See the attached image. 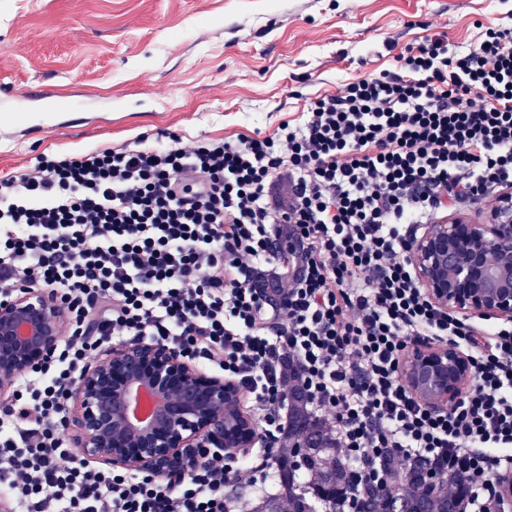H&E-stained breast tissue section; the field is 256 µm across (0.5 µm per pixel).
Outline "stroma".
Segmentation results:
<instances>
[{"label": "stroma", "mask_w": 512, "mask_h": 512, "mask_svg": "<svg viewBox=\"0 0 512 512\" xmlns=\"http://www.w3.org/2000/svg\"><path fill=\"white\" fill-rule=\"evenodd\" d=\"M512 28V0H0V177L42 153L271 133L444 34Z\"/></svg>", "instance_id": "stroma-1"}]
</instances>
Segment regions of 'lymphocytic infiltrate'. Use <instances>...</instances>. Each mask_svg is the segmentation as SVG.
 <instances>
[{"label":"lymphocytic infiltrate","mask_w":512,"mask_h":512,"mask_svg":"<svg viewBox=\"0 0 512 512\" xmlns=\"http://www.w3.org/2000/svg\"><path fill=\"white\" fill-rule=\"evenodd\" d=\"M398 71L316 97L270 134L40 154L0 178V290L43 288L70 323L0 409V497L15 512H231L291 457L285 364L351 463L340 512L387 484L392 458L466 474L471 512H512V324L438 310L407 255L414 225L512 188V31L460 54L426 36ZM287 235L292 252L274 244ZM288 264L272 304L255 278ZM144 338L242 388L258 450L208 451L174 482L92 466L63 396L100 344ZM458 348L477 382L450 409L405 387L416 341Z\"/></svg>","instance_id":"1"}]
</instances>
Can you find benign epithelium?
Instances as JSON below:
<instances>
[{"label": "benign epithelium", "instance_id": "1", "mask_svg": "<svg viewBox=\"0 0 512 512\" xmlns=\"http://www.w3.org/2000/svg\"><path fill=\"white\" fill-rule=\"evenodd\" d=\"M409 260L425 294L462 315L512 320V193L480 218L450 211L412 234ZM69 318L53 295L20 287L0 300V394L10 392L57 349ZM406 388L438 409L453 406L474 374L451 345H412L401 370ZM146 390L161 404L141 423L130 415ZM233 382L200 370L169 347L141 340L96 352L65 392L73 447L109 468L168 480L211 448L253 447L256 425L240 410Z\"/></svg>", "mask_w": 512, "mask_h": 512}]
</instances>
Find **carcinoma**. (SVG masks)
<instances>
[{"mask_svg": "<svg viewBox=\"0 0 512 512\" xmlns=\"http://www.w3.org/2000/svg\"><path fill=\"white\" fill-rule=\"evenodd\" d=\"M288 440L300 449L301 466L310 476L303 486L299 470L289 463L278 470L279 492L262 497L252 512H281V500L288 499V512H313L310 498L336 508L347 490V470L339 462L325 467L322 461L333 452L329 427L306 409V397L298 386H291L288 394ZM386 467L391 481L381 490H371L358 505L357 512H461L460 501L468 493L467 479L461 472L439 476L441 484L455 487L452 494L402 492L401 486L427 485V471L418 464L407 468L395 461Z\"/></svg>", "mask_w": 512, "mask_h": 512, "instance_id": "1", "label": "carcinoma"}]
</instances>
